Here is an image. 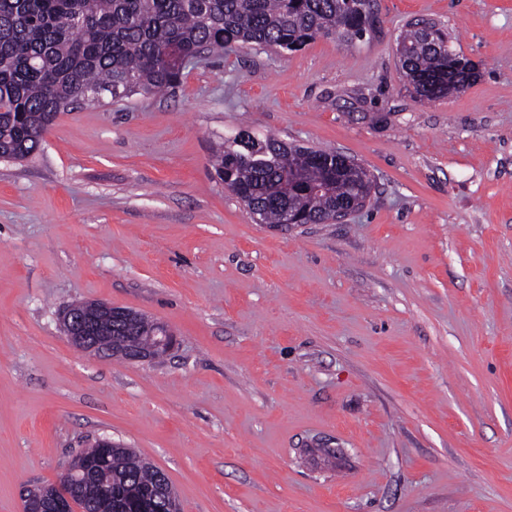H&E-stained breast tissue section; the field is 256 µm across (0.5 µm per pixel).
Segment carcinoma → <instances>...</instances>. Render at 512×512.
Instances as JSON below:
<instances>
[{
	"label": "carcinoma",
	"mask_w": 512,
	"mask_h": 512,
	"mask_svg": "<svg viewBox=\"0 0 512 512\" xmlns=\"http://www.w3.org/2000/svg\"><path fill=\"white\" fill-rule=\"evenodd\" d=\"M366 0H0V157L23 160L36 152L57 115L109 93L114 100L176 88L180 65L229 43L276 52L303 49L318 34L352 44L370 30ZM448 33L418 22L397 37L398 61L421 100L472 81L474 65L448 51ZM336 153L263 139L242 129L215 150L217 176L260 224H326L349 197L368 200L372 181L354 165L335 175L312 168ZM84 483L76 487L83 512H114L120 500L158 512L155 489L163 471L131 448L100 444L81 453Z\"/></svg>",
	"instance_id": "carcinoma-1"
}]
</instances>
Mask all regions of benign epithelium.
Here are the masks:
<instances>
[{
  "label": "benign epithelium",
  "mask_w": 512,
  "mask_h": 512,
  "mask_svg": "<svg viewBox=\"0 0 512 512\" xmlns=\"http://www.w3.org/2000/svg\"><path fill=\"white\" fill-rule=\"evenodd\" d=\"M99 311L108 314L114 320L125 322L129 326L136 325V315L121 307L101 304ZM66 336L77 349L90 354L100 355L104 352H118L129 362H150L168 353L175 345L176 338L169 328L163 324L153 323V331L149 336V346L131 351L127 345L129 336H114L101 329L96 315L84 314L76 308H69L63 316ZM82 466L79 459L72 460L63 470L61 485L63 490L57 494L29 493L25 497V512H74L75 502L68 489L77 485Z\"/></svg>",
  "instance_id": "obj_1"
}]
</instances>
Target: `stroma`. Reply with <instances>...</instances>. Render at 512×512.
Listing matches in <instances>:
<instances>
[{
    "instance_id": "35a3bbf8",
    "label": "stroma",
    "mask_w": 512,
    "mask_h": 512,
    "mask_svg": "<svg viewBox=\"0 0 512 512\" xmlns=\"http://www.w3.org/2000/svg\"><path fill=\"white\" fill-rule=\"evenodd\" d=\"M371 5L355 45L230 44L0 159V512L100 437L181 512H512V0ZM413 19L453 35L472 85L416 98ZM242 128L354 159L366 206L257 223L213 166ZM80 302L176 344L88 355L62 329Z\"/></svg>"
}]
</instances>
